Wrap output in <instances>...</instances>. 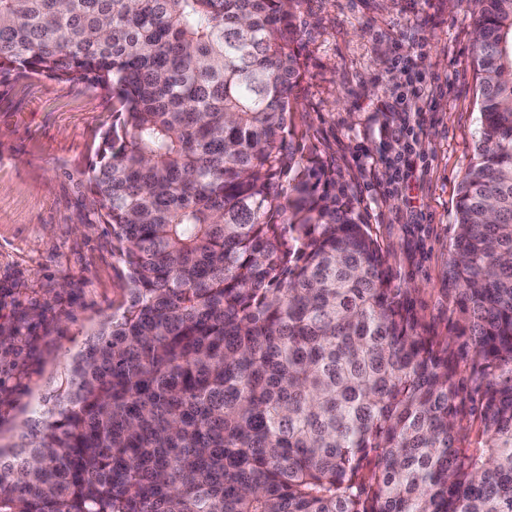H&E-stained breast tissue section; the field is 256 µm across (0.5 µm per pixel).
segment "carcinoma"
I'll return each mask as SVG.
<instances>
[{"label":"carcinoma","mask_w":512,"mask_h":512,"mask_svg":"<svg viewBox=\"0 0 512 512\" xmlns=\"http://www.w3.org/2000/svg\"><path fill=\"white\" fill-rule=\"evenodd\" d=\"M304 0H0V84L112 97L90 168L126 299L0 512H512V0H478L456 336L292 120Z\"/></svg>","instance_id":"1"}]
</instances>
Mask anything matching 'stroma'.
Returning <instances> with one entry per match:
<instances>
[{
  "mask_svg": "<svg viewBox=\"0 0 512 512\" xmlns=\"http://www.w3.org/2000/svg\"><path fill=\"white\" fill-rule=\"evenodd\" d=\"M306 76L293 120L336 160L396 285L428 329L451 334L448 250L459 184L480 125L471 64L474 17L449 0H305ZM420 104L417 158L429 162L416 210L394 191L403 142L378 105ZM112 99L42 76L0 86V450L36 419L85 339L126 295L112 228L90 202V163Z\"/></svg>",
  "mask_w": 512,
  "mask_h": 512,
  "instance_id": "stroma-1",
  "label": "stroma"
}]
</instances>
